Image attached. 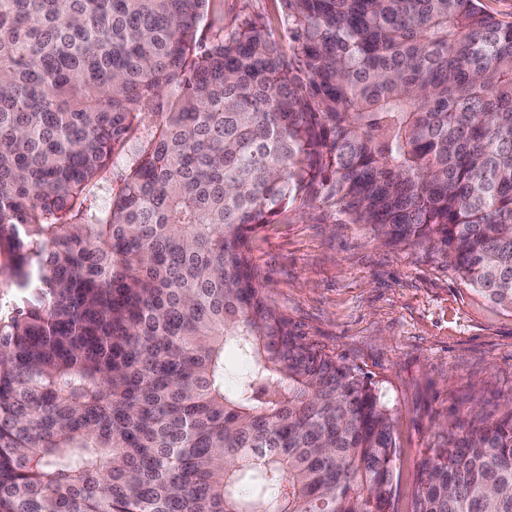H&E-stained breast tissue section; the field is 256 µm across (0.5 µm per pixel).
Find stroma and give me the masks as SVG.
<instances>
[{"instance_id":"obj_1","label":"stroma","mask_w":512,"mask_h":512,"mask_svg":"<svg viewBox=\"0 0 512 512\" xmlns=\"http://www.w3.org/2000/svg\"><path fill=\"white\" fill-rule=\"evenodd\" d=\"M246 14L284 38L280 0H208L202 41ZM252 257L293 334L376 384L397 444L392 508L412 512L429 448L450 425L501 418L512 400V310L488 302L440 251L341 223L321 204L263 228Z\"/></svg>"}]
</instances>
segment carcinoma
Masks as SVG:
<instances>
[{"label":"carcinoma","mask_w":512,"mask_h":512,"mask_svg":"<svg viewBox=\"0 0 512 512\" xmlns=\"http://www.w3.org/2000/svg\"><path fill=\"white\" fill-rule=\"evenodd\" d=\"M281 2L286 48L202 43L207 0H0V512H390L388 407L251 256L317 202L512 308V23ZM413 512H512V407L430 449Z\"/></svg>","instance_id":"cac0c4a2"}]
</instances>
